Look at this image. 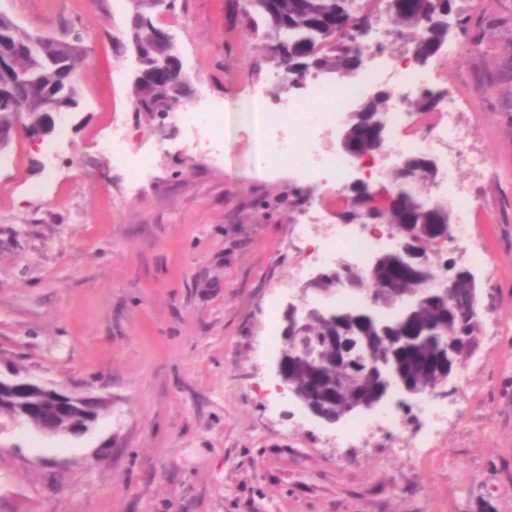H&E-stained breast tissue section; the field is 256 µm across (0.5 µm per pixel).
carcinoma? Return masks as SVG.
Masks as SVG:
<instances>
[{
	"mask_svg": "<svg viewBox=\"0 0 512 512\" xmlns=\"http://www.w3.org/2000/svg\"><path fill=\"white\" fill-rule=\"evenodd\" d=\"M382 2L386 3V14L393 19L397 37H409L416 61L424 64L448 46V13L454 9V0H248L249 10L244 14V22L248 33L263 42L266 59L290 71L304 69L336 75L349 51H363L361 39L373 12ZM156 6L157 0H140L138 11L142 22L134 29L133 37L141 44H154L161 28L152 18ZM338 15L351 18L354 25L346 40L329 43L319 27ZM50 50L58 59L77 61L88 48L83 38L76 36L53 40ZM24 65L29 76L42 84V92H31L27 97L28 110L35 117L50 112L56 100L47 93L56 91L61 85L66 101L78 105L77 83L72 80L62 83V76L42 50L35 46L27 48ZM141 69L136 95L146 105L159 109L172 95L174 87L157 73L153 61H146ZM389 102L390 93L385 90L351 112L347 127L360 153L372 154L378 149L369 127L375 114L387 112ZM413 173L419 175L421 184L434 179V168L427 159L409 157L392 169L390 182L396 188L409 190L411 184L407 182V176ZM387 223L396 227L428 225L434 230L436 243L448 240V206L440 201L417 196L410 211L389 212ZM344 277L358 281L361 286L368 285V289L384 300L382 309L393 310V314L383 319L389 323L399 314L396 303L421 293L436 278V273L426 258L420 263L418 278L409 280L402 274L397 259L390 257L375 280L365 271L348 269L341 274L336 272L326 276L319 287L325 291L334 289ZM355 311L356 304L349 303L343 316L314 317L306 324L303 337V343L309 348L325 342L329 336H348L352 361L360 370H370L360 391H348L341 396L338 406L343 409L352 408L360 398L384 397L383 378L377 366L392 355L413 381L435 386L448 377V373L464 366L478 347L477 319H471L464 336L460 325L448 318V308L443 306L422 303L414 308H404L403 312L408 314L405 328L408 340L392 351L387 348V341L398 332L365 324L355 316ZM326 359L325 368L318 376L309 375L301 365L292 369V382L307 394L313 406L322 410L332 409L330 401L336 391V356L330 351ZM107 407L108 401L103 397L76 403L65 398L38 397L24 387L0 391L1 419L12 421L19 416H28L44 421L52 428L69 420L84 426L97 419Z\"/></svg>",
	"mask_w": 512,
	"mask_h": 512,
	"instance_id": "obj_1",
	"label": "carcinoma"
}]
</instances>
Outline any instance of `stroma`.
<instances>
[{
	"label": "stroma",
	"instance_id": "stroma-1",
	"mask_svg": "<svg viewBox=\"0 0 512 512\" xmlns=\"http://www.w3.org/2000/svg\"><path fill=\"white\" fill-rule=\"evenodd\" d=\"M244 6L177 0L157 16L195 99L226 108L214 163L176 117L134 111L131 0H0L91 54L76 112L47 137L55 158L23 136L0 152V362L109 401L78 438L0 424V512H512V82L483 79L512 55V0H456L485 17L482 40L450 30L457 55L427 63L491 169L460 174L481 260L429 253L474 274L481 333L446 385L462 412L420 456V399L398 429L333 444L340 425L277 393L283 344L267 337L303 299L297 227L336 223L344 180L265 161L247 104L289 89L271 86ZM116 123L132 157H151L139 181L98 150Z\"/></svg>",
	"mask_w": 512,
	"mask_h": 512
}]
</instances>
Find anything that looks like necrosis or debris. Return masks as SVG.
<instances>
[{
  "mask_svg": "<svg viewBox=\"0 0 512 512\" xmlns=\"http://www.w3.org/2000/svg\"><path fill=\"white\" fill-rule=\"evenodd\" d=\"M390 37V23L386 14H379L368 29L365 52L372 63L364 69L357 84L338 85L335 107L329 112H310L303 100L289 99L280 104V111L293 116V135L289 139L269 140L267 114L271 106L266 97L250 100L248 110L254 129L269 141L267 156L277 165L300 166L305 177L311 178L323 170L335 173L345 172L349 166L346 157L327 151L322 141V131L331 122L341 120L350 104L373 88L380 79H388L392 95L389 109L391 138L387 161L375 163L372 179L385 178L389 164L397 163L412 152H439L443 155L442 169L445 173L441 187L449 206L454 211L456 222L453 226V240L459 245H468L472 230L468 208L464 202L465 187L451 178L461 161H468L473 168L484 169L490 164L488 157L476 153L466 130L458 121V105L448 99H440L439 120L429 133L411 130L406 103L413 87L426 81L424 73L403 66L398 57L383 58L379 48ZM379 237L365 231L358 224H336L329 226L317 246L313 263L317 266L351 265L365 269L367 261L378 245Z\"/></svg>",
  "mask_w": 512,
  "mask_h": 512,
  "instance_id": "obj_1",
  "label": "necrosis or debris"
}]
</instances>
